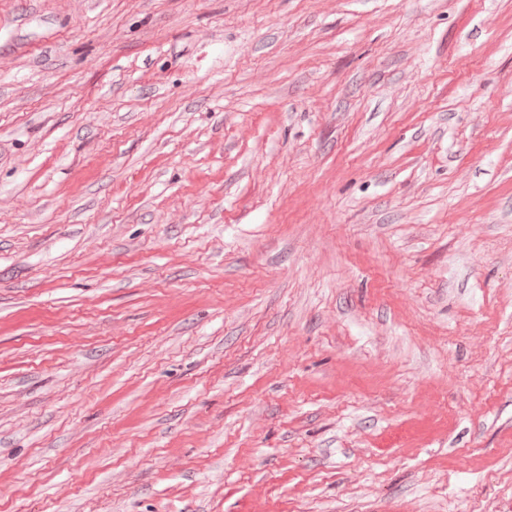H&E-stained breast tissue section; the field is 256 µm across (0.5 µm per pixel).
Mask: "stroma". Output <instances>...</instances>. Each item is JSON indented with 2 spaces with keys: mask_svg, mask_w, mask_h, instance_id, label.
Returning a JSON list of instances; mask_svg holds the SVG:
<instances>
[{
  "mask_svg": "<svg viewBox=\"0 0 512 512\" xmlns=\"http://www.w3.org/2000/svg\"><path fill=\"white\" fill-rule=\"evenodd\" d=\"M0 512H512V0H0Z\"/></svg>",
  "mask_w": 512,
  "mask_h": 512,
  "instance_id": "1",
  "label": "stroma"
}]
</instances>
